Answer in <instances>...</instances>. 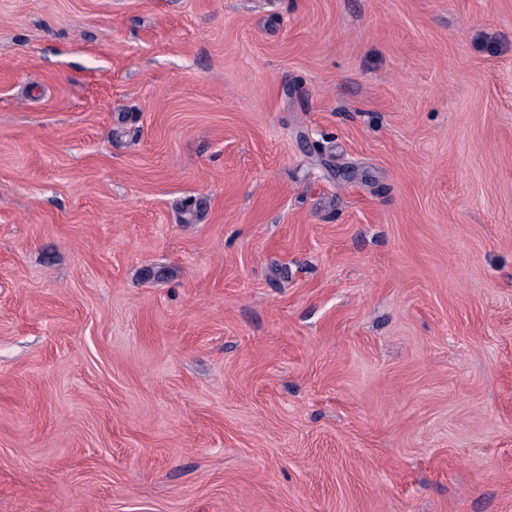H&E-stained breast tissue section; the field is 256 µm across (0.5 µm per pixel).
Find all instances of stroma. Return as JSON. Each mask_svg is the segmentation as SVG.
Segmentation results:
<instances>
[{"mask_svg": "<svg viewBox=\"0 0 512 512\" xmlns=\"http://www.w3.org/2000/svg\"><path fill=\"white\" fill-rule=\"evenodd\" d=\"M0 512H512V0H0Z\"/></svg>", "mask_w": 512, "mask_h": 512, "instance_id": "obj_1", "label": "stroma"}]
</instances>
